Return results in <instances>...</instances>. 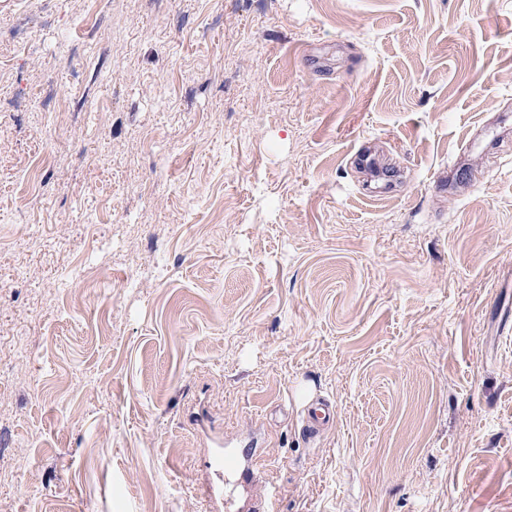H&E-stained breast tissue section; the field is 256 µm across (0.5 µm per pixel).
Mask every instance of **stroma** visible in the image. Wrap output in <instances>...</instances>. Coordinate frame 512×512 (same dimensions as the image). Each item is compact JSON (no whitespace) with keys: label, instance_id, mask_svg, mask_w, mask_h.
I'll use <instances>...</instances> for the list:
<instances>
[{"label":"stroma","instance_id":"1","mask_svg":"<svg viewBox=\"0 0 512 512\" xmlns=\"http://www.w3.org/2000/svg\"><path fill=\"white\" fill-rule=\"evenodd\" d=\"M252 442L247 508L512 512V0H0V512Z\"/></svg>","mask_w":512,"mask_h":512}]
</instances>
